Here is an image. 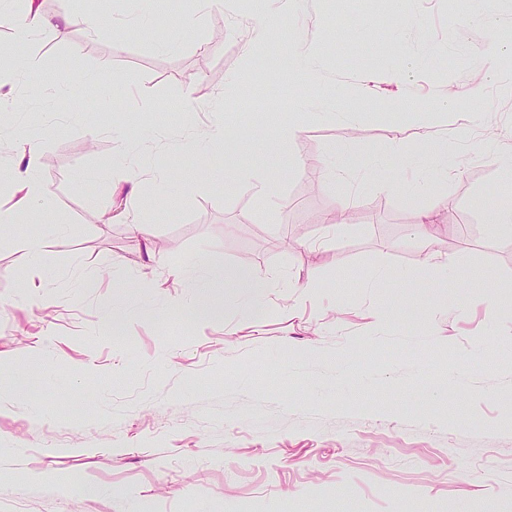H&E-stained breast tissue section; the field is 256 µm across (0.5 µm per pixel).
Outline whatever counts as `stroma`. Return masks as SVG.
Segmentation results:
<instances>
[{"instance_id":"obj_1","label":"stroma","mask_w":512,"mask_h":512,"mask_svg":"<svg viewBox=\"0 0 512 512\" xmlns=\"http://www.w3.org/2000/svg\"><path fill=\"white\" fill-rule=\"evenodd\" d=\"M66 6L97 34L20 46L0 25V55L20 48L44 83L0 116V170L36 140L51 197L0 224V512H512V310L493 301L512 295V238L484 208L512 205V57L493 54L512 0H291L266 27L250 0ZM291 49L318 52L308 73L281 69ZM215 124L235 149L198 158ZM291 127L271 167L250 134ZM436 199L437 251L487 287L423 269L413 227ZM61 229L33 259L28 241ZM214 259L264 276L250 310L194 316L176 272Z\"/></svg>"}]
</instances>
